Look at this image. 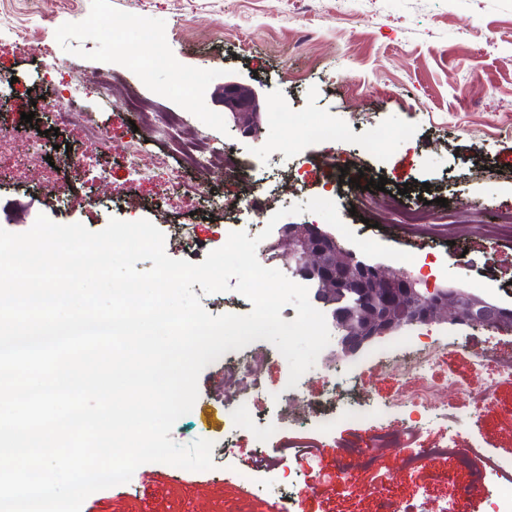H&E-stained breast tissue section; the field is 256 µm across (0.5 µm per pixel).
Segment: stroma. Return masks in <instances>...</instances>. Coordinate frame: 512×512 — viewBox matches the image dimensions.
<instances>
[{
  "instance_id": "obj_1",
  "label": "stroma",
  "mask_w": 512,
  "mask_h": 512,
  "mask_svg": "<svg viewBox=\"0 0 512 512\" xmlns=\"http://www.w3.org/2000/svg\"><path fill=\"white\" fill-rule=\"evenodd\" d=\"M12 19L0 25V132L12 153L0 160V228L28 231L38 216L59 224L103 230L111 219L151 221L165 232L171 258L203 262L206 254L169 237L175 220L199 207L193 194H165L174 163L165 142L148 145L143 175L130 183L123 156L134 137L122 103L124 87L151 100L158 111L183 113L202 139L223 145L245 161L239 176L223 168L203 182L231 201L262 185L265 208L194 224L192 238L226 243L231 229L257 236L279 209L307 203L329 191L344 223L365 238L409 252L414 261L382 259L406 271L423 288L459 285L512 308V284L491 272L512 256V239L490 238L484 248L467 243L477 224L512 212V0H11ZM24 25L26 38L14 28ZM56 82L80 71L120 75L122 85L102 99L89 87L67 101L73 123L51 135L47 100ZM186 82L176 83L173 69ZM235 82L258 99L259 127L247 133L225 112L223 90ZM288 113L278 124L274 113ZM34 114V122L23 119ZM106 131L101 142L89 127ZM44 151L27 154L30 138ZM355 154L359 167L340 172L324 163L327 149ZM110 170L106 182L90 181L88 163ZM386 177V188H405L404 202L444 198L452 210L474 218L450 224L427 241L413 238L384 201L379 227L349 209L361 193L354 180ZM431 343L437 361L427 384L436 407L415 411L407 403L419 381L404 368L405 337ZM487 347L512 352V333L452 321L406 327L356 356L331 363L320 353L302 377L304 393H333V411L360 403L382 405L360 422L343 420L323 432L317 416L291 419L275 397L285 395L289 366L271 343L260 387L252 391L238 430L225 417L238 413L224 400V367L208 365L198 397L171 433L180 444L201 438L224 452L203 471L146 463L128 486L90 494L91 512H371L376 498L393 494L421 506L424 496L448 499L455 512H490L486 494L461 498L459 478L487 459L512 458V381L476 368ZM422 428L415 447L433 448L455 438L469 449L470 468L455 461L418 462L405 468L398 448L378 445L381 434ZM370 448L373 466L352 460L338 472L342 449Z\"/></svg>"
}]
</instances>
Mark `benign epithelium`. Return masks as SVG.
I'll use <instances>...</instances> for the list:
<instances>
[{"instance_id": "7a95c632", "label": "benign epithelium", "mask_w": 512, "mask_h": 512, "mask_svg": "<svg viewBox=\"0 0 512 512\" xmlns=\"http://www.w3.org/2000/svg\"><path fill=\"white\" fill-rule=\"evenodd\" d=\"M224 109L249 132L254 129L256 97L238 83L224 84ZM288 269L317 286V300L328 308L339 333L338 358H348L409 326L451 318L457 324L512 331V309L467 288H419L405 272L344 251L335 237L313 225L288 224L268 247Z\"/></svg>"}]
</instances>
